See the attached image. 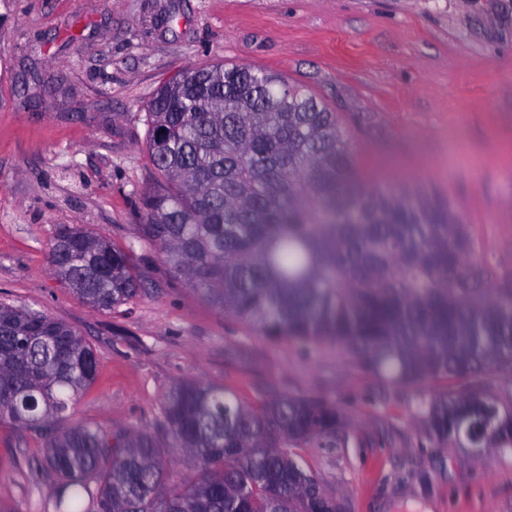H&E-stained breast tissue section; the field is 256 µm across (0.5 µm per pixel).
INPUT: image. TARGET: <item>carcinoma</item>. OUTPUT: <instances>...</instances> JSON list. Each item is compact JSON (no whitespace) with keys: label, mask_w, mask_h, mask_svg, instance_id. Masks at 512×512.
Returning <instances> with one entry per match:
<instances>
[{"label":"carcinoma","mask_w":512,"mask_h":512,"mask_svg":"<svg viewBox=\"0 0 512 512\" xmlns=\"http://www.w3.org/2000/svg\"><path fill=\"white\" fill-rule=\"evenodd\" d=\"M146 121L155 184L140 230L168 272L272 340L343 348L384 385L445 383L418 413L426 433L512 450V269L481 254L448 197L367 185L336 113L270 71L176 74ZM49 264L97 309L117 312L142 290L128 252L77 225L59 229ZM97 373L75 330L0 303V421L45 434L55 512L330 508L292 452L341 443L346 422L330 400L246 405L223 385L177 382L161 418L189 465L180 476L150 432L54 428ZM493 373L510 396L487 388Z\"/></svg>","instance_id":"cac0c4a2"}]
</instances>
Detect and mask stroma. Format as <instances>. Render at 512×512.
I'll list each match as a JSON object with an SVG mask.
<instances>
[{
	"label": "stroma",
	"mask_w": 512,
	"mask_h": 512,
	"mask_svg": "<svg viewBox=\"0 0 512 512\" xmlns=\"http://www.w3.org/2000/svg\"><path fill=\"white\" fill-rule=\"evenodd\" d=\"M228 62L304 87L347 128L367 181L454 202L483 254L512 265V0H0V302L92 344L98 377L64 427L166 432L176 381L318 396L350 423L299 448L343 512H512V452L441 447L416 419L433 386L389 388L333 352L273 341L168 274L142 239L154 182L147 105L172 75ZM78 225L128 249L144 283L124 312L55 278L49 246ZM45 439L0 422V503L54 512Z\"/></svg>",
	"instance_id": "1"
}]
</instances>
